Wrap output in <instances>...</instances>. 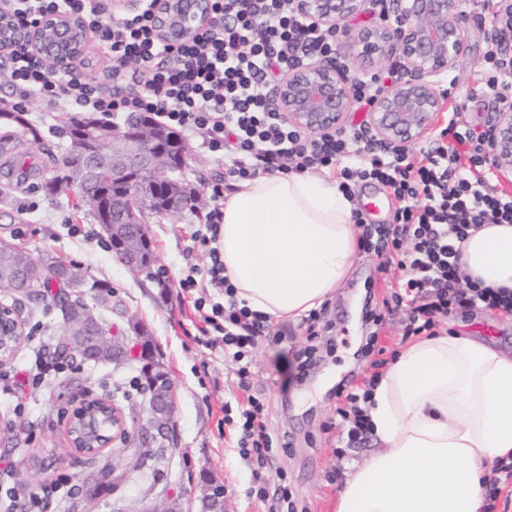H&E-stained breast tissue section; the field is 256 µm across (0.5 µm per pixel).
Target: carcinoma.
Here are the masks:
<instances>
[{
	"label": "carcinoma",
	"instance_id": "cac0c4a2",
	"mask_svg": "<svg viewBox=\"0 0 512 512\" xmlns=\"http://www.w3.org/2000/svg\"><path fill=\"white\" fill-rule=\"evenodd\" d=\"M131 126H141L148 130L152 139L145 144L151 153L160 152L170 161L163 174L158 177H139L132 175L128 180L114 182L108 176V168L102 167L98 181L88 183L80 171L71 167L68 159L87 139L100 143L103 153L112 157V120L91 114L69 117L64 126L65 143L56 164L54 175L42 184L44 192L55 198L72 190H77L83 207L95 216L103 234L107 237L113 252V258L135 276L151 262L150 238L147 225L140 226L133 236H115L121 225L112 223V198L136 194L143 202L144 209L155 213L166 212L169 203L182 198L186 206L195 208L205 205L199 194L187 189L173 173L181 170L189 153L179 135L161 126L143 115H135L127 121ZM14 128L12 140L0 141V170L6 175L17 174L26 179L39 170L34 156L28 150V143L40 142L42 130L32 123L24 112H1L0 126ZM91 286L98 289V299L105 303L112 296L107 286L89 282L88 275L80 269L57 263L50 259H34L30 253L14 245L0 242V295L11 299L10 308H25L47 296H52L57 318L62 323V336L55 343V354L72 363L85 362L84 351L88 347L95 350V363L110 365L124 361V355L118 345L112 342L110 330L104 329L106 337L95 344L91 340L73 334L71 324L93 313L83 298V288ZM139 361L141 385L149 388L165 387L171 384L164 364L155 359L149 343H141ZM127 397L121 386L113 388L100 397L92 398L81 409L73 410L68 416L67 433L74 449L94 460L101 449L112 438V400L116 395ZM112 491V481H102L93 487L84 483L75 485L68 496V510L75 507L76 498L84 503L99 500ZM224 500V488L210 484L202 497L203 512H212L216 501Z\"/></svg>",
	"mask_w": 512,
	"mask_h": 512
}]
</instances>
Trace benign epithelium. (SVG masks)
Segmentation results:
<instances>
[{
  "label": "benign epithelium",
  "mask_w": 512,
  "mask_h": 512,
  "mask_svg": "<svg viewBox=\"0 0 512 512\" xmlns=\"http://www.w3.org/2000/svg\"><path fill=\"white\" fill-rule=\"evenodd\" d=\"M475 0H294L297 14L317 26L338 31L334 56L314 60L292 70L276 85L275 109L288 125L310 137L339 132L346 127L357 98L349 74L393 62L399 77L379 89L366 113L365 126L375 140L393 153H401L433 132L447 108L441 86L461 57L469 51L465 27ZM493 23L487 42L495 47L498 70L512 74V0H489ZM379 8L368 25L357 20L370 8ZM148 9L164 43L191 39L208 25L210 0H150ZM10 23L0 32V57L16 45L28 41L54 69L69 71L83 58L89 46V32L82 18L64 10L43 16L31 30H22L9 13L0 12V24ZM122 136L120 149L112 158V179L130 173L154 171L158 159L139 151L131 128L112 127ZM487 158L504 178L512 177V104L498 106L485 133ZM71 162L83 169L90 180L97 178L100 152L82 150ZM112 207L122 210L123 223H140V199L126 196ZM152 409L169 418L153 420L141 430L139 439L151 447L177 444L176 398L172 388L156 391L150 398ZM112 439L130 438L123 408H112Z\"/></svg>",
  "instance_id": "7a95c632"
}]
</instances>
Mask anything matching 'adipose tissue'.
Segmentation results:
<instances>
[{"mask_svg": "<svg viewBox=\"0 0 512 512\" xmlns=\"http://www.w3.org/2000/svg\"><path fill=\"white\" fill-rule=\"evenodd\" d=\"M355 203L330 174H264L224 196L218 247L238 300L272 323L319 308L351 272ZM472 281L512 290V224L460 243ZM367 413L379 452L354 467L336 512H480L483 467L512 456V354L460 336L405 347Z\"/></svg>", "mask_w": 512, "mask_h": 512, "instance_id": "adipose-tissue-1", "label": "adipose tissue"}]
</instances>
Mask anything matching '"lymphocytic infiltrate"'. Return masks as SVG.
<instances>
[{"label":"lymphocytic infiltrate","instance_id":"f902f5d3","mask_svg":"<svg viewBox=\"0 0 512 512\" xmlns=\"http://www.w3.org/2000/svg\"><path fill=\"white\" fill-rule=\"evenodd\" d=\"M16 2L0 0V10H17L24 27L59 8L83 16L106 56L120 67L135 63L141 72L137 84L110 94L80 73L53 71L22 50L9 57L7 71L21 99L104 116L142 113L174 131L199 135L210 152L224 158V178L208 190L206 221L191 233L208 262L188 265L178 297L191 300L198 314L197 342L223 347L237 365V386L248 398L225 404L224 423L237 434L240 456L254 466L249 493L267 504V512H297L286 474L272 479L263 474L286 444L273 440L265 403L250 393L254 349L265 340L281 342L283 332L241 305L224 274L217 241L224 191L232 182L335 168L344 192L366 182L395 197L394 223L371 224L363 211L355 213L360 248L379 257L380 273L394 275L382 312L366 314L373 324L401 311L404 337H429L458 310L481 306L512 316V291L463 279L455 247L481 225L512 224V200L492 190L497 176L482 153L481 136L451 119L426 151L395 155L374 143L361 123L320 139L288 126L273 106L271 89L291 69L336 47L335 31L304 23L291 0H212L220 25L179 45L159 42L145 13L113 22L105 0H30L22 8ZM210 288L222 301L209 303ZM365 351L373 356L369 378L358 386L346 383L336 393L341 441L348 448L369 439L366 407L385 365L376 336H369Z\"/></svg>","mask_w":512,"mask_h":512}]
</instances>
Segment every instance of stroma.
Returning <instances> with one entry per match:
<instances>
[{
	"label": "stroma",
	"mask_w": 512,
	"mask_h": 512,
	"mask_svg": "<svg viewBox=\"0 0 512 512\" xmlns=\"http://www.w3.org/2000/svg\"><path fill=\"white\" fill-rule=\"evenodd\" d=\"M491 15L478 5L469 22L470 50L453 72L455 86L447 100L449 111L465 126L485 131L495 103L489 97H471L474 79L485 67L488 50L482 31ZM193 155L178 177L190 190L205 193L208 184L224 175L221 155L204 147L201 138L183 133ZM71 195L51 198L37 188L35 180L7 184L0 176V241H6L40 259L50 257L82 268L94 280L111 287L112 304L99 315L118 337L134 336L143 329L154 353L166 366L176 391L175 420L179 446L166 451L161 470L134 467L124 442L105 449L95 462L75 455L69 444L62 410L73 408V396L58 389L62 380L80 377L90 392L100 393L112 383H125L139 376L141 364L116 368L66 369L36 390L0 387V512L10 503L41 493L69 477L79 484L100 464L117 463L128 478L93 512H138L148 500L173 508L174 512H202L201 499L207 483L226 487L224 512H265V507L247 493L252 465L241 458L231 430L224 425V404L242 399L236 385V366L225 358L222 348L209 349L195 340L196 315L191 305L180 303L173 285L188 264H205L203 254L194 252L192 225L205 221V210L187 209L177 218L145 212L154 266L167 267L171 280L162 284L153 273L132 274L117 263L99 224L75 206ZM379 260L359 253L353 271L322 310L327 324L318 342L316 363L299 380L291 379L294 349L305 346L303 323L284 327L281 344L262 342L253 353L252 391L264 399L273 437L289 442L285 452L274 458L271 471H283L298 504L307 512H335L337 498L353 464L362 463L377 446L367 442L353 449V463H339L336 449L338 418L336 384L350 371L363 367L357 351L368 328L362 321L365 302L381 303L389 295V275L378 273ZM26 329H39V337L56 335L60 325L54 310L35 308L23 314ZM439 334L464 336L512 352V317L496 310L475 307L449 315ZM39 337L29 338L5 371L19 372L33 365ZM48 456L47 470H30L28 457Z\"/></svg>",
	"instance_id": "1"
}]
</instances>
